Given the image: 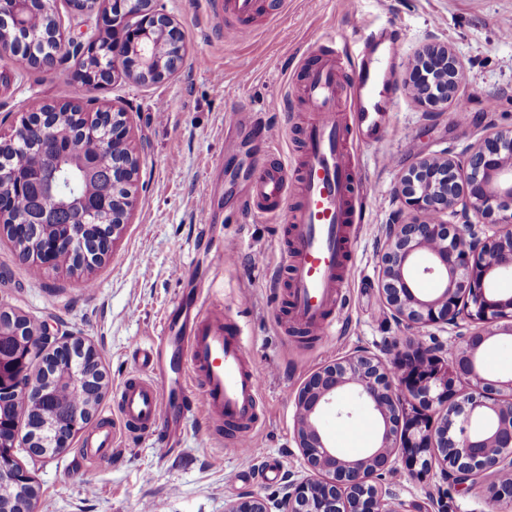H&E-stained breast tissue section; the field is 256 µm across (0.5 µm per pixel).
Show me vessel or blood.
Masks as SVG:
<instances>
[{"instance_id":"vessel-or-blood-1","label":"vessel or blood","mask_w":512,"mask_h":512,"mask_svg":"<svg viewBox=\"0 0 512 512\" xmlns=\"http://www.w3.org/2000/svg\"><path fill=\"white\" fill-rule=\"evenodd\" d=\"M214 14L237 23L236 39L251 37L255 0H211ZM382 31H361L359 54L324 45L304 69L300 95L308 106L304 149L295 161L278 157L248 175L242 207L253 222H285L284 246L276 277L285 279L289 312L285 330L313 336L336 333V296L354 253V227L363 223L364 192L348 142L374 141L388 123L394 59L379 56L387 41ZM350 81H343V70ZM140 372L125 377L114 391L116 417H104L83 441L84 458L99 460L118 444L117 425L146 435L170 429L190 409L224 419L238 428L239 446L259 422L262 376L246 349L243 325L219 314L195 312L182 323H167L153 345L133 341ZM170 373H162L164 355Z\"/></svg>"}]
</instances>
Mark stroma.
Listing matches in <instances>:
<instances>
[{
	"instance_id": "obj_1",
	"label": "stroma",
	"mask_w": 512,
	"mask_h": 512,
	"mask_svg": "<svg viewBox=\"0 0 512 512\" xmlns=\"http://www.w3.org/2000/svg\"><path fill=\"white\" fill-rule=\"evenodd\" d=\"M209 2L155 0L180 28L185 49L182 66L159 83L118 70L93 89L76 79V57L21 70L0 56V132L46 104L119 110L139 160L128 221L92 270L36 272L0 235V305L96 348L106 382L100 416L112 412L115 387L138 369L131 338L156 341L166 322L201 305L221 310L244 324L264 380L260 421L251 434L255 451L242 453L196 409L171 443L125 430L116 453L104 460L82 459L77 438L38 461L20 446L15 457L34 480L37 512H141L146 504L152 512H224L226 502L244 493L280 498L288 473L303 468L294 397L307 378L356 349L381 355L425 334L388 318L379 290L383 230L404 206L401 176L421 158L446 149L457 154L484 136L512 130V0H352L348 10L342 0H286L274 20L271 0H260L256 32L245 41L225 35ZM111 7L105 0L91 14L77 15L66 0H55L54 12L66 37L86 44L104 35ZM381 27L392 30L397 59L389 126L379 143L353 144L368 188L356 262L336 310L335 336L327 347H307L280 328L272 271L281 260L283 226L252 223L239 205L241 187L229 183L228 174L262 164L273 150L289 154L291 129L306 113L292 81L307 54L326 41H350L360 30ZM432 40L448 45L463 70L460 99L434 109L403 87L405 70ZM275 58L282 69L270 68ZM161 100L168 110L159 117ZM461 100L468 105L462 123L455 117ZM234 111L241 121L226 124ZM252 114L280 129L276 149L251 126ZM205 207L213 215L209 225L196 221ZM321 426L350 458L377 441L376 413L349 393L322 414ZM383 483L408 504L432 498L444 512H512V502L489 501L483 491L448 489L435 469L417 478L400 462Z\"/></svg>"
}]
</instances>
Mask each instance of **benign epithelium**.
Segmentation results:
<instances>
[{"label": "benign epithelium", "instance_id": "benign-epithelium-1", "mask_svg": "<svg viewBox=\"0 0 512 512\" xmlns=\"http://www.w3.org/2000/svg\"><path fill=\"white\" fill-rule=\"evenodd\" d=\"M153 0H143L133 15L125 5L112 6V70L123 69L160 82L184 61L179 28L166 14L156 11ZM10 18L25 21L24 0H0ZM51 66L56 57L75 49L96 51L65 37L56 29L52 38ZM431 71L438 86L428 91L432 106L448 101L462 79L459 61L435 42L425 44L416 64L404 80L406 90L421 95L424 82L416 79L422 66ZM45 114L30 112L15 126L10 137L19 140L40 125ZM77 173L66 168L55 172L60 203L94 212L108 202L90 206L71 192L78 177L89 178L103 163V156L88 158L78 145L70 144ZM12 182L38 189L42 173L22 164L0 169V183ZM399 195L423 220L394 213L386 225L382 253L381 291L389 317L411 327L441 325L449 342L416 343L385 359L357 350L333 360L312 373L295 396L296 441L303 470L288 474L282 497L269 503L254 495L242 496L224 506V512H402L403 503H391L392 492L382 477L393 470L399 456L412 474L420 476L437 461L443 481L466 492L487 489L494 502L512 500V483L500 477L512 475V378L486 372L483 354L500 335L512 338V294L493 288L504 273L512 274V130L498 131L459 156L446 152L424 158L400 179ZM54 212L35 209L20 213L13 233H39L53 229ZM122 225L97 226L89 241L68 234L43 242L25 255L37 269H56L64 255L91 250L103 257ZM429 265L423 273L438 282L433 296L420 297L412 286V272L420 254ZM43 355L34 373L23 369L33 354ZM0 374L13 375V388L21 406L13 415L25 416L29 429L25 444L32 456L41 458L70 447L76 432L93 416V407H81L59 422L46 410L55 386L64 381L92 387L99 397L105 375L96 349L81 336H57L47 326L25 332L16 318L0 306ZM369 405L380 417L377 446L358 459L340 455L320 425L326 409L345 390ZM435 405L444 410L437 425L408 407ZM15 422L0 419V495L13 499L34 491L28 472L16 464Z\"/></svg>", "mask_w": 512, "mask_h": 512}]
</instances>
